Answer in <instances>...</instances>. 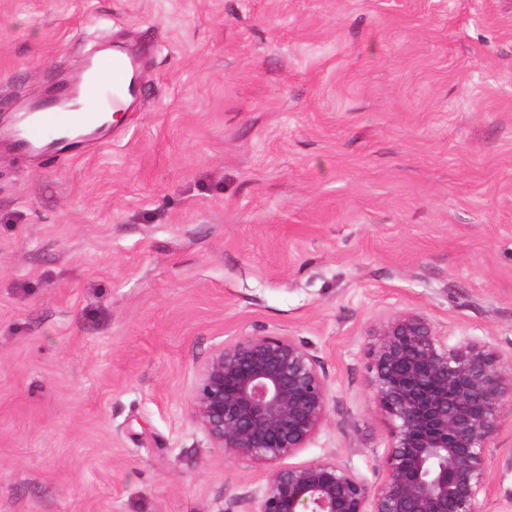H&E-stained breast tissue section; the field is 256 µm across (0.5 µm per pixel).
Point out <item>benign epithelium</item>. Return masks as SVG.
<instances>
[{"label": "benign epithelium", "instance_id": "1", "mask_svg": "<svg viewBox=\"0 0 512 512\" xmlns=\"http://www.w3.org/2000/svg\"><path fill=\"white\" fill-rule=\"evenodd\" d=\"M369 336L368 386L390 425L376 487L336 462L282 465L330 414L327 377L294 337L239 336L203 364L192 422L211 447L266 468L245 512H481L487 452L512 418V360L485 342L448 344L416 311Z\"/></svg>", "mask_w": 512, "mask_h": 512}]
</instances>
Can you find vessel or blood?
Returning a JSON list of instances; mask_svg holds the SVG:
<instances>
[{"label": "vessel or blood", "mask_w": 512, "mask_h": 512, "mask_svg": "<svg viewBox=\"0 0 512 512\" xmlns=\"http://www.w3.org/2000/svg\"><path fill=\"white\" fill-rule=\"evenodd\" d=\"M143 66V58L130 50L90 57L83 76L29 102L14 125L0 128V148L47 159L94 150L99 135L112 133L107 114L128 110L138 100Z\"/></svg>", "instance_id": "1"}]
</instances>
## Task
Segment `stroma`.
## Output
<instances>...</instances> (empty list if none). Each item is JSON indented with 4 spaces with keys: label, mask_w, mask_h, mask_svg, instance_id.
<instances>
[{
    "label": "stroma",
    "mask_w": 512,
    "mask_h": 512,
    "mask_svg": "<svg viewBox=\"0 0 512 512\" xmlns=\"http://www.w3.org/2000/svg\"><path fill=\"white\" fill-rule=\"evenodd\" d=\"M115 41L149 66L110 142L0 151V512H244L265 469L189 394L260 333L330 387L291 464L378 485L371 328L512 358V0H0V123ZM482 512H512V423Z\"/></svg>",
    "instance_id": "1"
}]
</instances>
